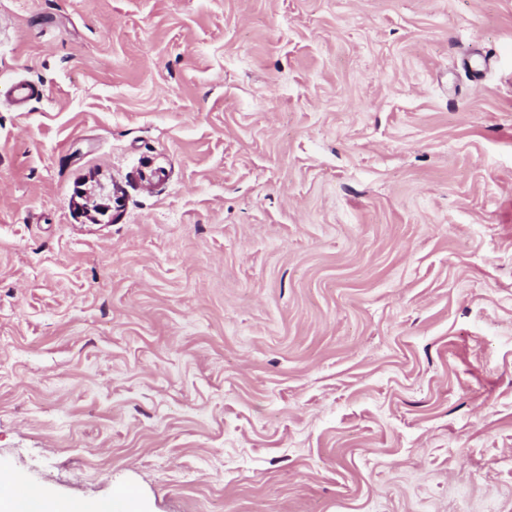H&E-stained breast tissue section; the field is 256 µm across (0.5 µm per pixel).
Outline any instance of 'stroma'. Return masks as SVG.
I'll return each mask as SVG.
<instances>
[{"label": "stroma", "mask_w": 512, "mask_h": 512, "mask_svg": "<svg viewBox=\"0 0 512 512\" xmlns=\"http://www.w3.org/2000/svg\"><path fill=\"white\" fill-rule=\"evenodd\" d=\"M0 472L512 512V0H0Z\"/></svg>", "instance_id": "1"}]
</instances>
